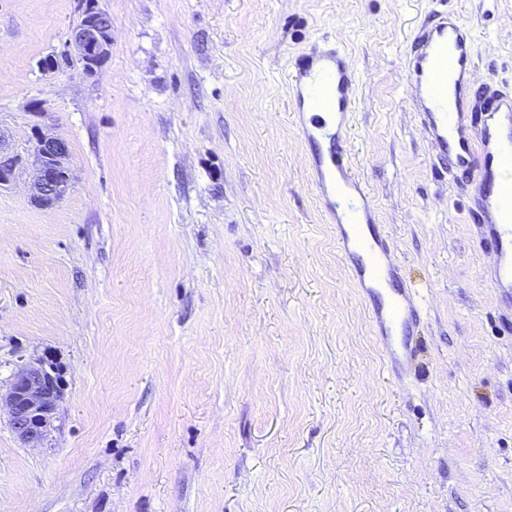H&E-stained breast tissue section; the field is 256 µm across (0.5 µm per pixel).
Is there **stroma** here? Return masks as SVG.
Wrapping results in <instances>:
<instances>
[{"label":"stroma","instance_id":"obj_1","mask_svg":"<svg viewBox=\"0 0 512 512\" xmlns=\"http://www.w3.org/2000/svg\"><path fill=\"white\" fill-rule=\"evenodd\" d=\"M446 5L512 83V0ZM92 6L112 46L87 74L69 38ZM435 6L0 0V143L61 135L72 172L47 209L30 172L0 189V388L39 359L62 392L35 448L0 411V512H512V334L403 70ZM318 40L360 74L352 164L425 298L400 383L291 116Z\"/></svg>","mask_w":512,"mask_h":512}]
</instances>
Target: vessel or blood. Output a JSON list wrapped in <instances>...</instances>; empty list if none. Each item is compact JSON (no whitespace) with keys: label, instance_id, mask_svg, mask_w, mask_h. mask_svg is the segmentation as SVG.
<instances>
[{"label":"vessel or blood","instance_id":"obj_1","mask_svg":"<svg viewBox=\"0 0 512 512\" xmlns=\"http://www.w3.org/2000/svg\"><path fill=\"white\" fill-rule=\"evenodd\" d=\"M411 102L437 159L451 178L470 182L488 281L512 310V89L486 93L475 74L472 29L437 9L404 60ZM356 69L333 44L301 54L287 73L291 108L310 148L315 191L332 224L348 279L371 300L370 323L390 377L402 380L418 357L423 303L401 282V264L375 215L374 198L349 154L351 89Z\"/></svg>","mask_w":512,"mask_h":512}]
</instances>
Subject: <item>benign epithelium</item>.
Segmentation results:
<instances>
[{
	"label": "benign epithelium",
	"mask_w": 512,
	"mask_h": 512,
	"mask_svg": "<svg viewBox=\"0 0 512 512\" xmlns=\"http://www.w3.org/2000/svg\"><path fill=\"white\" fill-rule=\"evenodd\" d=\"M70 45L86 68L100 66L109 56L112 45L109 15L101 9H93L85 22L72 30ZM67 155L68 147L63 138L37 134L32 153L37 167V177L30 187L32 203L48 208L64 199L71 182ZM23 167L21 154L0 150V188L15 182ZM59 397L57 376L39 360L20 367L8 391L0 393V405L7 407L13 431L30 445L46 437L55 418Z\"/></svg>",
	"instance_id": "7a95c632"
}]
</instances>
